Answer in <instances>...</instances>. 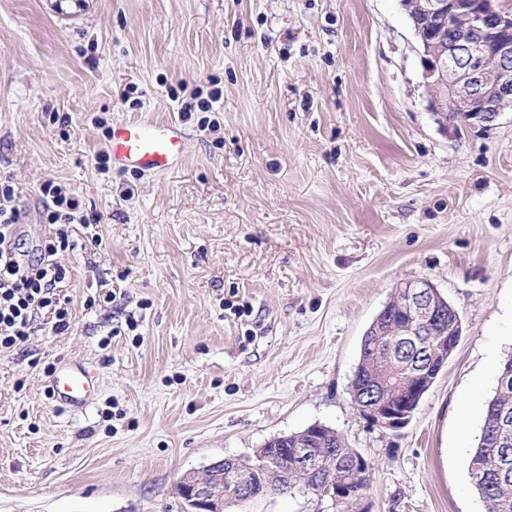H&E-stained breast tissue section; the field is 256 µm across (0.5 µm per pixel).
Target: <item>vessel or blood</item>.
I'll list each match as a JSON object with an SVG mask.
<instances>
[{"mask_svg": "<svg viewBox=\"0 0 512 512\" xmlns=\"http://www.w3.org/2000/svg\"><path fill=\"white\" fill-rule=\"evenodd\" d=\"M186 134L177 124H158L142 120L113 125L108 148L112 160L121 168L139 172L169 169L179 157ZM96 371L80 362L60 366L51 381L53 398L72 409L87 407L96 392Z\"/></svg>", "mask_w": 512, "mask_h": 512, "instance_id": "vessel-or-blood-1", "label": "vessel or blood"}]
</instances>
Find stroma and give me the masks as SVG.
I'll use <instances>...</instances> for the list:
<instances>
[{
  "instance_id": "stroma-1",
  "label": "stroma",
  "mask_w": 512,
  "mask_h": 512,
  "mask_svg": "<svg viewBox=\"0 0 512 512\" xmlns=\"http://www.w3.org/2000/svg\"><path fill=\"white\" fill-rule=\"evenodd\" d=\"M181 83L221 90L218 130L182 117ZM140 119L185 130L173 168H99L111 125ZM1 179L29 255L48 181L101 243L61 256L69 329L0 351V512H186L184 474L313 424L371 463L360 497L297 487L237 512H487L468 465L512 354V109L441 129L401 0H0ZM420 278L463 333L389 430L350 383ZM68 361L99 373L82 410L48 393Z\"/></svg>"
}]
</instances>
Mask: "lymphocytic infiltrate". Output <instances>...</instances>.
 Segmentation results:
<instances>
[{
  "instance_id": "1",
  "label": "lymphocytic infiltrate",
  "mask_w": 512,
  "mask_h": 512,
  "mask_svg": "<svg viewBox=\"0 0 512 512\" xmlns=\"http://www.w3.org/2000/svg\"><path fill=\"white\" fill-rule=\"evenodd\" d=\"M41 193L51 235L38 259L25 260L17 247L16 191L13 185L0 182V350L25 342L37 317L50 318L60 332L69 327L63 294L68 270L59 255L76 248L72 227L86 218L67 187L48 182Z\"/></svg>"
}]
</instances>
